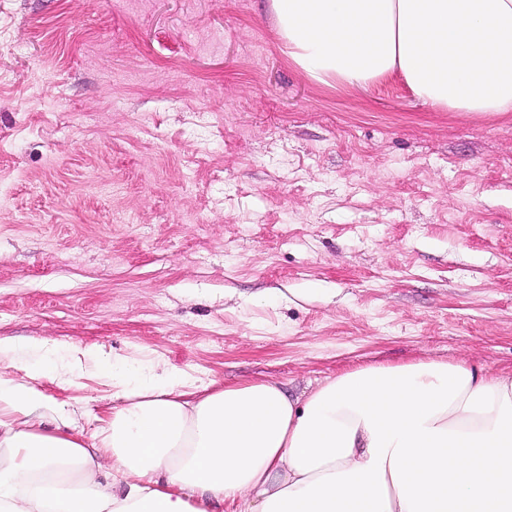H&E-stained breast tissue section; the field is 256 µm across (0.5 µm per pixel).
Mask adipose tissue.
Masks as SVG:
<instances>
[{"label": "adipose tissue", "instance_id": "ef3b65f1", "mask_svg": "<svg viewBox=\"0 0 512 512\" xmlns=\"http://www.w3.org/2000/svg\"><path fill=\"white\" fill-rule=\"evenodd\" d=\"M311 78L400 76L417 100L512 112V0H269ZM0 340V512H512V370L370 366L298 395L112 374L90 439Z\"/></svg>", "mask_w": 512, "mask_h": 512}]
</instances>
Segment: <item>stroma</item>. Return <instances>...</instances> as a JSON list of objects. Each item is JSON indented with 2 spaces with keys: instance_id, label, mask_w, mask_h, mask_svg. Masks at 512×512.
Masks as SVG:
<instances>
[{
  "instance_id": "stroma-1",
  "label": "stroma",
  "mask_w": 512,
  "mask_h": 512,
  "mask_svg": "<svg viewBox=\"0 0 512 512\" xmlns=\"http://www.w3.org/2000/svg\"><path fill=\"white\" fill-rule=\"evenodd\" d=\"M0 339L88 433L96 355L188 391L511 370L512 112L318 82L268 0H0Z\"/></svg>"
}]
</instances>
